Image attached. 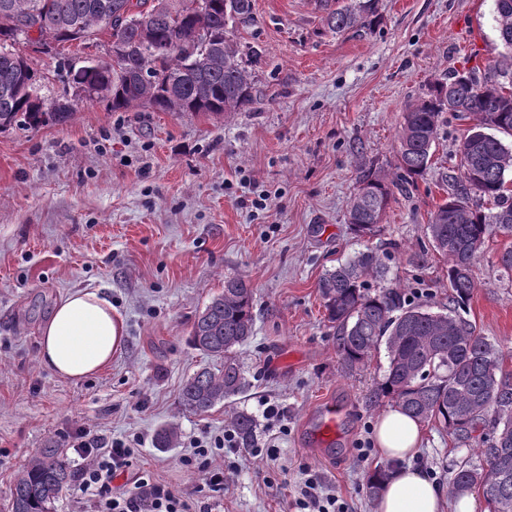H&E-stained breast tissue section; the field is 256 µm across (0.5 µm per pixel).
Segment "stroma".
<instances>
[{
	"label": "stroma",
	"mask_w": 512,
	"mask_h": 512,
	"mask_svg": "<svg viewBox=\"0 0 512 512\" xmlns=\"http://www.w3.org/2000/svg\"><path fill=\"white\" fill-rule=\"evenodd\" d=\"M227 40L260 56L256 101L224 120L110 112L80 99L66 125L0 132V512L31 457L67 448L81 425L135 439L156 478L193 488L183 464L192 442L223 435L236 412L253 417L254 441L225 449L232 484L221 496L200 493L206 512H297L312 481L343 512H372L367 478L387 466L375 443L387 352L344 372L317 285L325 270L370 251L407 301L447 312L448 261L426 227L458 187L471 120L440 115L430 169L394 189L376 235L356 236L346 214L363 174L396 172L409 106L450 73L496 77L507 51L495 0H379L371 27L343 34L327 28L318 0H252L249 21ZM88 53L70 42L37 55L45 103ZM509 247L512 237H487L464 316L500 346L512 374V276L498 263ZM420 251L421 266L412 260ZM228 277L254 291L253 335L238 352L249 387L195 415L179 392L211 359L188 332ZM84 289L111 301L126 339L104 371L73 382L41 366L39 329L58 299ZM328 401L341 412V438L324 450L310 429ZM270 406L277 417H267ZM171 425L177 441L156 447ZM421 431L412 464L440 489L459 465L481 467L478 441L456 444L432 422Z\"/></svg>",
	"instance_id": "obj_1"
}]
</instances>
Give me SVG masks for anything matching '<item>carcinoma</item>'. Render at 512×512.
<instances>
[{
	"mask_svg": "<svg viewBox=\"0 0 512 512\" xmlns=\"http://www.w3.org/2000/svg\"><path fill=\"white\" fill-rule=\"evenodd\" d=\"M198 2L207 15L204 29L186 2ZM377 0H358L335 7L320 0L327 28L337 34L371 26ZM498 37L512 51V0H495ZM251 0H0V131L13 127L39 129L65 125L74 116L69 100L40 112L41 75L33 60L13 50L27 38L26 27L42 20L55 35L56 46L82 37H97L106 28L132 48L130 57L111 64L85 62L72 75L84 98L106 104L113 112L133 101L155 112L194 114L221 120L254 101V79L238 49L226 42L230 24L244 23ZM146 72L144 83L139 73ZM454 112L474 121L459 145V188L430 217L427 233L435 250L448 259L445 314H434L405 302L402 289L391 284L371 294L368 279H387V268L373 253L363 252L326 270L318 288L326 318L336 334L344 368L353 372L385 347L388 367L377 398L400 408L418 422L433 421L453 440L465 444L480 428L492 436L480 439L482 468L461 466L448 481L454 494L481 491L489 512H512V376L502 372L500 350L476 332L459 310L475 288L473 266L492 229L512 237V151L493 135H512V79L499 82L471 72L456 73L437 84L430 96L404 113L399 135L398 173L365 174L347 211V223L359 236L375 233L390 203L393 188L423 176L430 167L440 114ZM474 189L492 201L485 213L470 204ZM253 289L243 279L224 280V292L213 297L189 331L190 344L224 360L216 371L203 368L184 384L181 407L205 414L249 386L236 358L252 335ZM453 352L452 365L440 364ZM237 441L248 447L253 421L243 412L230 416ZM73 479L70 463L59 448H42L10 489L11 512H53Z\"/></svg>",
	"mask_w": 512,
	"mask_h": 512,
	"instance_id": "obj_1",
	"label": "carcinoma"
}]
</instances>
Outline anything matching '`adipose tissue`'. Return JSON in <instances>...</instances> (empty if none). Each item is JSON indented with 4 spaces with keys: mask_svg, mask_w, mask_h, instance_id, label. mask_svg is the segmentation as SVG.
<instances>
[{
    "mask_svg": "<svg viewBox=\"0 0 512 512\" xmlns=\"http://www.w3.org/2000/svg\"><path fill=\"white\" fill-rule=\"evenodd\" d=\"M123 317L95 291L61 298L42 329L40 360L51 373L73 381L89 378L112 361L124 345ZM376 443L392 468L374 502V512H442L444 495L411 459L419 452L420 426L392 408L377 420Z\"/></svg>",
    "mask_w": 512,
    "mask_h": 512,
    "instance_id": "1",
    "label": "adipose tissue"
}]
</instances>
